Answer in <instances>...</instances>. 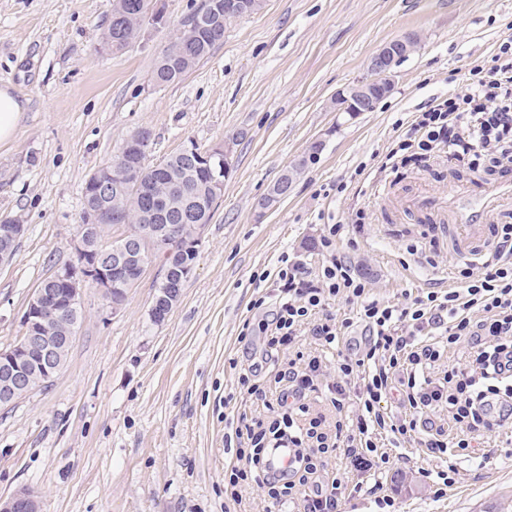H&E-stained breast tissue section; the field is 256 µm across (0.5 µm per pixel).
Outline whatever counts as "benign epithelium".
Returning <instances> with one entry per match:
<instances>
[{
    "label": "benign epithelium",
    "instance_id": "benign-epithelium-1",
    "mask_svg": "<svg viewBox=\"0 0 512 512\" xmlns=\"http://www.w3.org/2000/svg\"><path fill=\"white\" fill-rule=\"evenodd\" d=\"M420 46V37L410 33L384 43L367 63V75L336 92V111L355 116L370 112L375 100L387 97L395 88L399 68ZM232 152V142L206 153L191 143L181 154L192 165L210 163L211 156L226 158ZM100 197L111 196V174L105 167L92 172ZM224 194V180L213 178L209 198L201 205L190 200L184 204V213L198 214V210H214ZM145 218L149 223L136 234L112 250V258L101 255L95 239L96 226L107 223L105 211L89 209L83 229L72 241L80 264L75 271L57 272L32 295L23 318L20 343L0 349V402L13 403L30 394L43 381L53 378L61 370V354L71 343L76 329L69 321L70 312L82 304V287L91 282L98 289L106 307L112 312L121 303L112 300V291L129 286L132 273L146 267L147 257L157 247L177 248L181 244L180 225L151 223L156 216L154 206L144 200ZM26 225L19 220L0 224V261L12 257L13 248L23 237ZM51 327L61 329L63 336L46 335ZM0 512H42L38 496L28 488H20L6 498L0 497Z\"/></svg>",
    "mask_w": 512,
    "mask_h": 512
}]
</instances>
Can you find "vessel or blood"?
Here are the masks:
<instances>
[{
  "instance_id": "vessel-or-blood-1",
  "label": "vessel or blood",
  "mask_w": 512,
  "mask_h": 512,
  "mask_svg": "<svg viewBox=\"0 0 512 512\" xmlns=\"http://www.w3.org/2000/svg\"><path fill=\"white\" fill-rule=\"evenodd\" d=\"M470 201L464 210L452 213L447 200L428 192H411L406 198L408 208L449 217V230L459 256L474 259L495 249V221L512 207V180L495 184L474 180L469 188Z\"/></svg>"
}]
</instances>
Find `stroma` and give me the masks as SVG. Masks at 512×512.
I'll list each match as a JSON object with an SVG mask.
<instances>
[{"label":"stroma","instance_id":"35a3bbf8","mask_svg":"<svg viewBox=\"0 0 512 512\" xmlns=\"http://www.w3.org/2000/svg\"><path fill=\"white\" fill-rule=\"evenodd\" d=\"M162 3L164 24L109 54L96 47L112 0H0V84L29 102L0 143V218L27 226L0 265V349L21 335L39 283L76 264L85 182L127 135L151 131L153 164L191 141L233 143L223 200L164 322L149 316L158 265L115 313L85 289L63 369L0 408V496L29 488L43 512H268L269 495L251 479L230 487L225 468L239 453L235 419L267 428L282 418L239 381L250 374L269 389L288 365L287 350L267 348L259 329L278 271L296 261L318 272L319 237L341 224L338 254L372 296L400 304L453 287L459 258L428 233L432 217L401 209L397 196L419 185L453 195L477 175L444 152L392 164L386 155L417 109L465 92L470 68L491 66L512 35V0H265L181 81L158 87L154 63L201 0ZM407 33L421 46L393 93L374 111L337 112V91ZM317 139L324 147L288 198L258 216L269 186ZM307 402L296 425L330 435L357 410L351 400L335 410L320 390ZM450 463L458 475L446 487L438 477L446 463L415 447L391 449L375 474L381 492L352 493L344 510L512 512V429L455 451Z\"/></svg>","mask_w":512,"mask_h":512}]
</instances>
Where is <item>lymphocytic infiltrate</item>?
<instances>
[{
	"label": "lymphocytic infiltrate",
	"mask_w": 512,
	"mask_h": 512,
	"mask_svg": "<svg viewBox=\"0 0 512 512\" xmlns=\"http://www.w3.org/2000/svg\"><path fill=\"white\" fill-rule=\"evenodd\" d=\"M469 75L466 93L434 98L415 113L389 160L444 150L478 173L488 162L512 163V36L499 43L491 68L476 65ZM343 232L340 224L323 231L317 275L299 263L279 270L283 286L272 312L270 346L289 348L310 333L336 355L337 379L327 387L331 403L339 408L350 397L358 410L347 430L335 433L345 467L330 480L316 476L303 452L302 429L285 422L279 437L296 454L284 473L298 479L302 512H342L353 479L388 463L382 444L413 443L440 459L512 424V224L499 226L498 248L482 262L480 275L463 267L458 287L429 291L403 305L370 298L365 281L336 254ZM341 295L353 305L343 318L330 310ZM356 324L367 334L361 348L345 338ZM462 344L469 347L465 363L449 364L443 376L432 377L431 368ZM321 369L318 356L289 361L278 376L277 407L306 413L303 399L316 390ZM391 397L405 408L404 417L386 412ZM442 411L448 414L444 427L434 421Z\"/></svg>",
	"instance_id": "f902f5d3"
}]
</instances>
